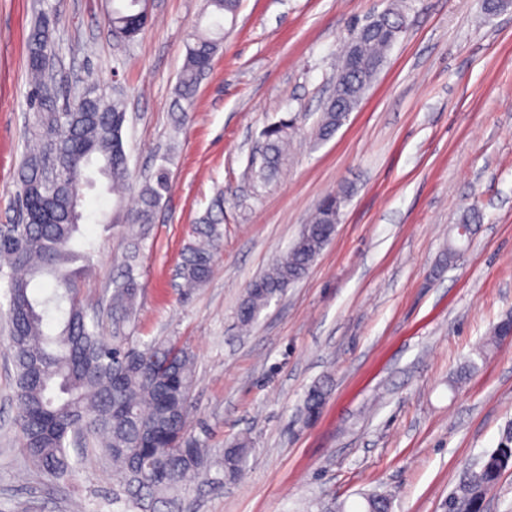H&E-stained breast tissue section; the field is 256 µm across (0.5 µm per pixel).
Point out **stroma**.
<instances>
[{"mask_svg":"<svg viewBox=\"0 0 512 512\" xmlns=\"http://www.w3.org/2000/svg\"><path fill=\"white\" fill-rule=\"evenodd\" d=\"M242 0L175 126V88L205 0H148L132 41L108 24L111 0H0V226L19 221L18 171L32 126L26 38L53 28L59 102L89 88L127 102L129 167L168 157L172 190L145 240L133 335L180 342L195 361L187 420L214 451L251 441L239 481L196 480L174 512H447L463 470L512 425V346L489 353L463 387L448 381L512 310V2ZM399 10L405 29L361 104L329 139L316 121L354 28ZM295 118L277 172L257 178L261 132ZM345 193L336 234L309 273L237 323L247 286L284 253L328 195ZM224 246L209 282L181 298L175 269L216 196ZM483 219L454 261L451 227ZM96 251L85 304L109 297L123 261L118 230L87 220ZM0 294V512H125L111 467L87 458L73 479L41 477L19 447L16 378ZM327 391L317 418L308 389Z\"/></svg>","mask_w":512,"mask_h":512,"instance_id":"obj_1","label":"stroma"}]
</instances>
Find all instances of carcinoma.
<instances>
[{"instance_id": "obj_1", "label": "carcinoma", "mask_w": 512, "mask_h": 512, "mask_svg": "<svg viewBox=\"0 0 512 512\" xmlns=\"http://www.w3.org/2000/svg\"><path fill=\"white\" fill-rule=\"evenodd\" d=\"M213 21L195 28L186 62L176 85L177 96L192 98L224 41L226 15H235L239 0H206ZM112 34L131 40L148 22L143 0H117L108 17ZM403 16L386 15L381 33H371L359 43V62L364 71L351 73L348 54L340 58L336 79L348 83L345 95L326 102L317 124L325 139L336 132L346 114L354 111L366 91L367 78L377 74L386 54L403 32ZM52 35L45 22L35 24L27 39L30 76L29 105L35 109L34 141L26 148L19 173L18 199L25 200L31 221L0 231V263L18 272L7 281L9 322L7 348L16 370V398L21 446L27 460L41 475L65 480L79 470V458L69 447L76 439L112 464L116 498H125L132 512H158L187 490L190 477L210 473L209 449L187 433L186 421L196 383L193 357L171 341L130 342L126 327L135 316L141 285L135 262L170 190V172L159 166L151 178L135 185L125 153L123 129L127 121L124 103L107 100L89 90L64 108L47 95L46 71ZM294 119L268 125L262 134L264 151L255 174L265 177L280 164ZM54 161L63 174L55 192L37 196L34 186L46 176L47 162ZM95 171L108 181L113 202L102 222L120 227L128 252L120 272L112 278L108 309L112 337L100 332L88 319L78 279L91 268L93 249L76 250L71 242L81 234L73 215L76 198L83 195L88 176ZM342 195L326 197L304 225L288 250L269 270L246 289L237 318L244 328L254 323L271 300L302 279L310 265L333 239L339 224ZM478 210L465 212L457 229L464 230L448 243L453 261L471 240ZM224 195L193 228L184 245L176 276L180 287L191 290L205 285L222 246ZM47 276L56 282L41 299L33 297V281ZM512 312L494 324L477 358L461 367L453 385L478 370L477 360L509 345ZM326 392L320 385L308 390L303 410L311 419L320 412ZM250 441H231L218 462L224 481L237 480L245 471ZM512 466V433L503 435L498 447L466 470L451 499L468 504V512H483L486 495Z\"/></svg>"}]
</instances>
